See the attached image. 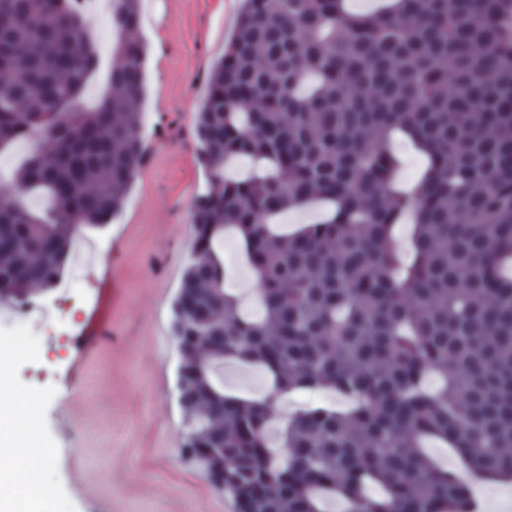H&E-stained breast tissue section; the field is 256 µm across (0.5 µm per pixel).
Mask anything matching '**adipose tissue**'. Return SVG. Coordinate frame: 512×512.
Masks as SVG:
<instances>
[{"mask_svg":"<svg viewBox=\"0 0 512 512\" xmlns=\"http://www.w3.org/2000/svg\"><path fill=\"white\" fill-rule=\"evenodd\" d=\"M13 350L0 348V459L22 463L27 470L38 468L48 454L38 428H30L25 438H17L15 420L20 407H33L34 396L14 393L11 380ZM27 481L10 469L0 472V512H42V504L26 494Z\"/></svg>","mask_w":512,"mask_h":512,"instance_id":"obj_1","label":"adipose tissue"}]
</instances>
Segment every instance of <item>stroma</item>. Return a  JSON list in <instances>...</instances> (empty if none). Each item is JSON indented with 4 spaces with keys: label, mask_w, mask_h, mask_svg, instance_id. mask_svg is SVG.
Masks as SVG:
<instances>
[{
    "label": "stroma",
    "mask_w": 512,
    "mask_h": 512,
    "mask_svg": "<svg viewBox=\"0 0 512 512\" xmlns=\"http://www.w3.org/2000/svg\"><path fill=\"white\" fill-rule=\"evenodd\" d=\"M241 7L242 0H141L143 163L121 213L87 233L97 246L92 260L80 274L67 268L61 275L76 283L73 322L36 315L28 335L0 329V347L18 351L14 382L34 395L50 450L35 476L56 487L48 512H236L183 454L182 356L171 322L193 242L194 201L209 184L196 118ZM105 271L117 288L112 320L74 347Z\"/></svg>",
    "instance_id": "obj_1"
}]
</instances>
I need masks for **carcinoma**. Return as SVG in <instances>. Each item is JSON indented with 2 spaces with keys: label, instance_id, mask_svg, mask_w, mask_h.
<instances>
[{
  "label": "carcinoma",
  "instance_id": "carcinoma-1",
  "mask_svg": "<svg viewBox=\"0 0 512 512\" xmlns=\"http://www.w3.org/2000/svg\"><path fill=\"white\" fill-rule=\"evenodd\" d=\"M73 0H0V171L49 203L0 197V301L55 286L76 233L122 208L142 158L139 0H112V78L51 116L96 65ZM211 186L176 298L184 453L244 512H476L472 475L512 481V0H243L196 119ZM424 159L400 186L396 145ZM259 163L224 175L235 158ZM318 200L323 216L282 229ZM232 233L258 277L243 312L217 249ZM262 368L259 397L215 369ZM325 391L267 429L280 400Z\"/></svg>",
  "mask_w": 512,
  "mask_h": 512
}]
</instances>
